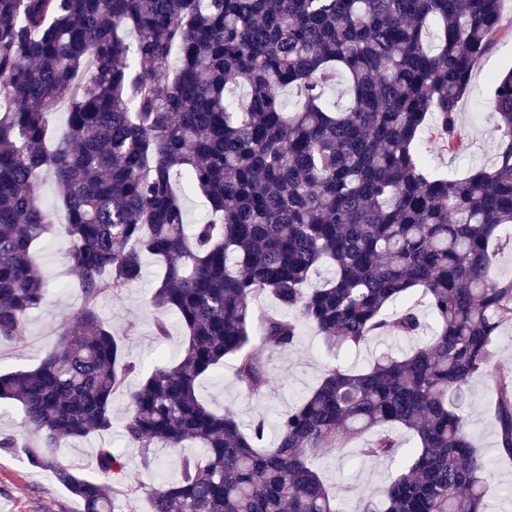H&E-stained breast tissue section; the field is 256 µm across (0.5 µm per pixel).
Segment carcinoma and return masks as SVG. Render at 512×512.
Instances as JSON below:
<instances>
[{
  "instance_id": "1",
  "label": "carcinoma",
  "mask_w": 512,
  "mask_h": 512,
  "mask_svg": "<svg viewBox=\"0 0 512 512\" xmlns=\"http://www.w3.org/2000/svg\"><path fill=\"white\" fill-rule=\"evenodd\" d=\"M502 2L0 0V339L24 342L48 290L41 245L57 228L31 191L45 178L84 300L38 367L0 374V402L18 404L38 435L29 461L83 512H122L112 478L123 457L100 446L89 478L57 450L112 432L121 393L128 444L203 446L180 478L144 489L151 512H341L314 461L344 434L371 436L367 459L403 457L354 512H484L490 472L462 408L480 380L497 461L511 462L512 369L497 365L495 338L512 323V280L490 268L512 244V70L492 78L490 116L508 143L491 164L437 178L416 139L429 122L432 149L467 151L457 106L508 29ZM338 77L343 103L329 100ZM183 180L210 205L193 225ZM146 255L167 261L154 331L168 335L172 314L186 342L178 363L131 390L122 339L138 328L116 333L96 304L138 283ZM327 263L334 275L312 283ZM261 297L275 307L257 319ZM304 326L336 358L387 332L418 343L360 371L327 365L268 448L265 418L245 426L196 385L230 357L237 387L263 395L266 357L295 347Z\"/></svg>"
}]
</instances>
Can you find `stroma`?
<instances>
[{"label":"stroma","mask_w":512,"mask_h":512,"mask_svg":"<svg viewBox=\"0 0 512 512\" xmlns=\"http://www.w3.org/2000/svg\"><path fill=\"white\" fill-rule=\"evenodd\" d=\"M512 68V37L500 40L475 66L469 87L458 104V131L468 145L466 157L429 151L430 133H423L421 148L427 149L428 166L437 175L458 181L465 180L481 164L490 162L499 144V134L488 114L492 110V86L489 78ZM68 241L56 235L46 240L42 250L39 273L51 285L43 302L29 317L28 335L24 342L0 341V371L8 373L37 367L49 349L57 342L66 319L78 312L82 298L72 286L65 253ZM159 269L154 257L144 259L142 281L122 295L103 296L98 311L115 329L135 323L137 336L125 340L126 361L136 370L128 378L129 386H137L156 367L177 363L184 341V330L172 323L167 337L155 336L154 314L149 298L155 286ZM331 358L323 340L310 326L303 327L298 344L266 362L272 384L263 397L252 398L241 392L234 380V361L225 359L213 373L201 377L197 387L200 397L212 409L234 412L243 423L259 416L274 417L287 412L297 401L318 384ZM467 433L477 452L487 462L497 455L496 430L488 413L487 400L481 386H474L467 406ZM12 438L16 447L0 449V512H81L79 500L72 497L56 481L50 471L32 466L27 460V442L35 434L25 423L18 406L0 405V438ZM122 449L126 468L118 487L124 490L123 512H150V503L143 487L156 480L153 468L145 466L140 448L125 444L119 433L90 434L62 443L60 457L86 476L97 477L94 451L101 443ZM365 442L358 436L345 440L342 448L324 454L317 462L332 485L350 487L342 506L352 512L362 496L375 495L386 485L394 464L357 457L356 452Z\"/></svg>","instance_id":"stroma-1"}]
</instances>
